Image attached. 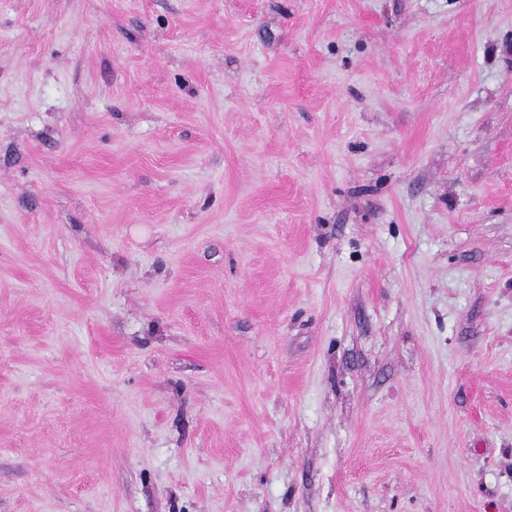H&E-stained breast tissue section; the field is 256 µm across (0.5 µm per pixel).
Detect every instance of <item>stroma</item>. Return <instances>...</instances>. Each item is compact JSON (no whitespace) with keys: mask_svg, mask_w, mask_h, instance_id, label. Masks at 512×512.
Returning <instances> with one entry per match:
<instances>
[{"mask_svg":"<svg viewBox=\"0 0 512 512\" xmlns=\"http://www.w3.org/2000/svg\"><path fill=\"white\" fill-rule=\"evenodd\" d=\"M0 512H512V0H0Z\"/></svg>","mask_w":512,"mask_h":512,"instance_id":"obj_1","label":"stroma"}]
</instances>
